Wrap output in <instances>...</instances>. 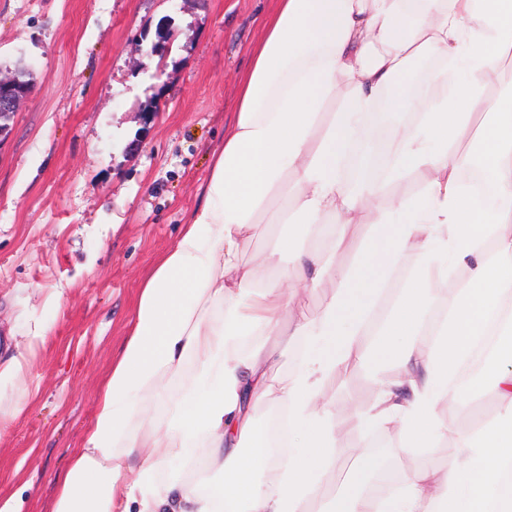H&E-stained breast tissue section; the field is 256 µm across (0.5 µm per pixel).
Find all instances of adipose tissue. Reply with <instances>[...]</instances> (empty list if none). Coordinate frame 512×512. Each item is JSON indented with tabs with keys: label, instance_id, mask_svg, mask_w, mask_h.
Here are the masks:
<instances>
[{
	"label": "adipose tissue",
	"instance_id": "adipose-tissue-1",
	"mask_svg": "<svg viewBox=\"0 0 512 512\" xmlns=\"http://www.w3.org/2000/svg\"><path fill=\"white\" fill-rule=\"evenodd\" d=\"M510 50L512 0H277L203 199L140 290L52 512H512V106L484 93ZM424 59L435 64L425 81L413 75ZM445 59L459 84L449 85ZM336 100L340 111H328ZM414 102L415 124L390 128L384 181L345 182L362 118ZM478 115L490 202L462 182L471 159L455 150ZM412 174L422 175L420 190L389 192ZM275 197L283 201L278 223L305 225L314 245L300 249L291 230L274 236L265 265H246L243 253ZM364 223L366 246L337 268V252ZM410 255L424 277L390 297ZM457 267L469 277L420 344L424 317ZM327 278L334 291L317 317L290 311L286 288L312 290ZM492 333V384L477 377L468 389L453 385ZM249 336L301 346L302 366L273 382V350L243 349ZM356 363L378 368L380 398L347 425L398 426L407 452L453 436L448 466L371 495L379 463L363 452L341 492L328 494L336 424L320 385ZM387 363L396 373L382 374ZM468 393L492 394L495 409L464 431L439 407L463 404ZM260 396L288 408L287 462L270 456L269 428L253 416ZM154 398L165 401L155 421L147 407ZM200 443L218 482L191 484L168 469Z\"/></svg>",
	"mask_w": 512,
	"mask_h": 512
}]
</instances>
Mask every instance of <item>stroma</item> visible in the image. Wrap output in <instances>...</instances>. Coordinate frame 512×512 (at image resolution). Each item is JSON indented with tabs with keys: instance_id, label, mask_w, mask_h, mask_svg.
I'll return each mask as SVG.
<instances>
[{
	"instance_id": "35a3bbf8",
	"label": "stroma",
	"mask_w": 512,
	"mask_h": 512,
	"mask_svg": "<svg viewBox=\"0 0 512 512\" xmlns=\"http://www.w3.org/2000/svg\"><path fill=\"white\" fill-rule=\"evenodd\" d=\"M276 0H0V69L30 98L0 143V354H26V398L0 392V497L51 512L145 280L200 203L237 110L238 79ZM166 28V58L145 54ZM46 338H39L40 329ZM329 415L378 398L368 366L321 385ZM340 485L355 455L413 473L455 441L403 452L396 431L336 432Z\"/></svg>"
}]
</instances>
